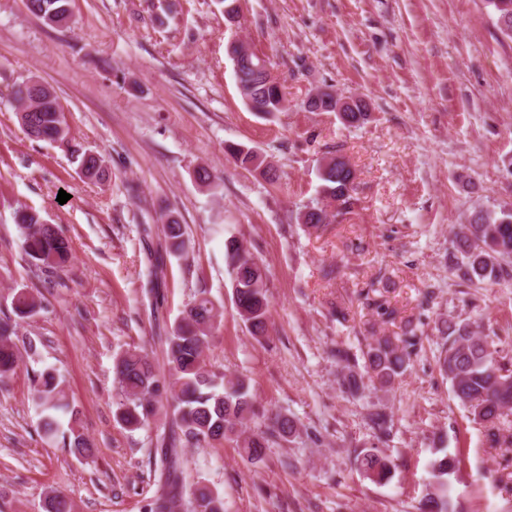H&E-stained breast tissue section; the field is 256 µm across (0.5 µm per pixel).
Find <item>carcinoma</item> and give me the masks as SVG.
Returning <instances> with one entry per match:
<instances>
[{"label":"carcinoma","mask_w":512,"mask_h":512,"mask_svg":"<svg viewBox=\"0 0 512 512\" xmlns=\"http://www.w3.org/2000/svg\"><path fill=\"white\" fill-rule=\"evenodd\" d=\"M72 0H25L32 14L51 27L67 24L72 16ZM500 29L512 37V0H490ZM236 81L243 84L246 104L263 116L282 111L285 92L267 67L254 53L234 63ZM12 98L19 107V121L27 135L35 140L70 145L69 129L54 107L57 96L46 83L41 88L26 80L15 83ZM336 95L320 90L304 102L310 112L336 111ZM224 152L245 169L260 167L258 155L239 145H226ZM81 174L101 181L107 175L104 159L91 151L71 149ZM321 192L333 200L348 203L354 175L348 165L334 158L326 160L318 171ZM330 218L327 207H311L300 219L309 229L318 230ZM14 220L20 232L24 253L32 264L54 273L71 259L70 241L59 227L44 222L36 211L19 208ZM164 247L148 253L149 264L158 271L165 257L187 255L186 226L172 212L160 214ZM454 247L461 256L459 270L469 281L497 282L512 278V211L474 212L470 223L460 225ZM224 257L232 285L233 303L250 335L259 343L268 338L271 321L267 282L268 270L234 235L224 240ZM13 314L24 319L33 315L39 303L34 294L18 290L12 294ZM218 307L201 291L187 304L183 316L162 340L163 365L152 361L138 348H128L115 357L114 373L118 397L114 402L116 421L130 431L151 428V419L169 410L173 424L184 442L200 447L224 440L234 441L251 461L262 459L270 444L287 441L297 432L296 420L286 413H270L263 425L251 433L244 427L257 417L255 401L243 379L224 381V374L208 368L204 352L218 329ZM17 322L0 317V387L18 365L15 342ZM418 326L408 320L401 332L379 336L361 355L347 348L335 352L341 366L339 384L344 392L356 395L366 385L390 387L405 374L417 345ZM444 343L438 358L440 371L448 378L452 392L473 419L490 426L493 442L512 445V350L494 335L482 334L467 320L443 323ZM40 428L54 442L82 458L93 455V446L80 429L78 411L64 401L60 381L46 369L34 376ZM372 427L382 437L391 431L392 417L382 411L369 415ZM155 453L161 469L156 495L146 505L147 512H172L184 501L190 512H224L220 492L202 480L188 483L183 477L180 454L166 434L155 432ZM461 452L452 453L441 446L433 449L429 461L431 478L425 485L419 512H455L451 476L461 463ZM359 469L374 482L392 477L393 461L377 448L367 449L358 457ZM44 512H72L71 501L62 493L45 495Z\"/></svg>","instance_id":"carcinoma-1"}]
</instances>
